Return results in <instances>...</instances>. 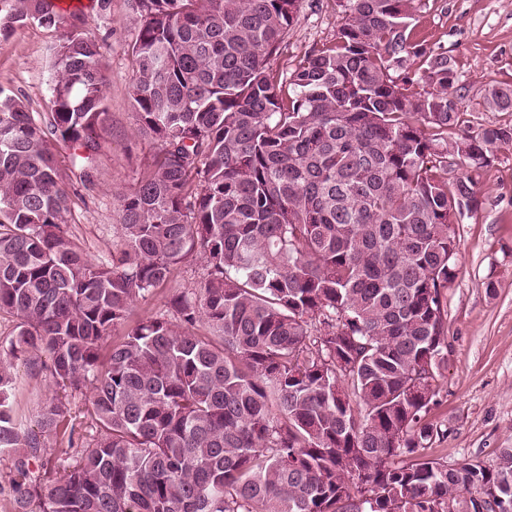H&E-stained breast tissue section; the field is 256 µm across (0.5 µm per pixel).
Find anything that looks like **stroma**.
Here are the masks:
<instances>
[{"label": "stroma", "instance_id": "35a3bbf8", "mask_svg": "<svg viewBox=\"0 0 512 512\" xmlns=\"http://www.w3.org/2000/svg\"><path fill=\"white\" fill-rule=\"evenodd\" d=\"M80 3L86 31L101 44L108 78L95 186L84 187L71 176L66 148H58L57 159L70 175L68 220L76 242L93 260L105 262L121 236L116 197L136 187L158 144L136 131L129 97L135 25L127 0H112L104 15L96 0ZM338 21L336 0H300L274 68L286 70L313 46L329 43ZM412 25L419 37L456 59L467 125L512 123L511 113L481 105L488 86L512 85V0H422ZM62 35L60 28L31 21L14 24L0 37V89L18 96L37 118L50 110L51 62ZM476 197L477 207L456 226V277L444 293L448 350L436 376L441 402L429 415L445 421L448 433L426 454L451 466H488L500 449L512 448V146L499 149L482 169Z\"/></svg>", "mask_w": 512, "mask_h": 512}]
</instances>
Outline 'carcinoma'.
<instances>
[{"label":"carcinoma","instance_id":"carcinoma-1","mask_svg":"<svg viewBox=\"0 0 512 512\" xmlns=\"http://www.w3.org/2000/svg\"><path fill=\"white\" fill-rule=\"evenodd\" d=\"M330 45L284 74L298 0H128L130 98L159 142L117 197L122 249L76 243L55 145L95 185L107 119L100 43L57 0H0L64 30L51 111L0 89V452L9 512H512V448L454 467L424 450L448 349L443 297L477 177L512 124L461 128L456 62L415 35L421 0H338ZM482 104L512 112V86ZM469 169L448 182V160ZM200 281L174 282L189 258ZM164 308L103 349L133 307ZM49 375L37 429L14 360ZM82 396L61 469L45 437ZM495 491L493 499L482 494Z\"/></svg>","mask_w":512,"mask_h":512}]
</instances>
